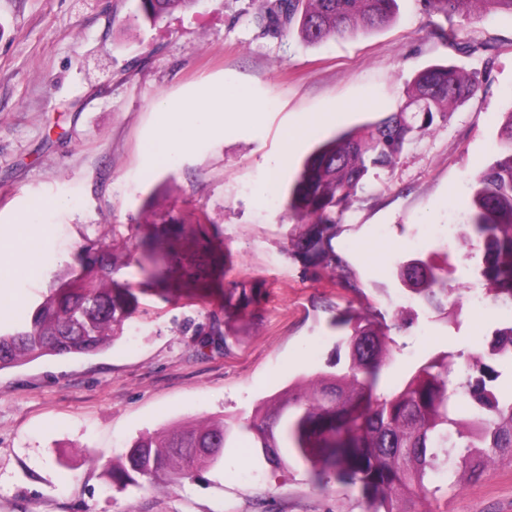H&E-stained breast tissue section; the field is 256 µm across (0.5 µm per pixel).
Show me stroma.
I'll return each mask as SVG.
<instances>
[{"mask_svg": "<svg viewBox=\"0 0 512 512\" xmlns=\"http://www.w3.org/2000/svg\"><path fill=\"white\" fill-rule=\"evenodd\" d=\"M267 3L199 0L132 28L135 0H0V225L33 201L55 202L34 217L45 274L8 279L22 304L0 310V325L26 322L110 224L125 238L112 277L138 290L108 350L0 371V512H365L358 490L318 488L301 462L272 467L236 437L220 464L177 485L120 491L104 474L140 434L242 420L296 379L332 371L342 342L334 317L352 308L394 322L405 256L448 266L453 285L475 261L424 227L462 222L472 178L497 153L501 115L512 110V14L477 22L397 0L388 26L312 45L295 27L262 22ZM453 30L475 52L450 45ZM433 64L479 71L482 89L370 175L332 241L350 277L342 282L292 252L306 227L285 207L288 186L318 145L404 105L414 75ZM215 86L256 120L226 123L165 162L145 151L163 106L185 109ZM314 115L323 125L279 167L283 130ZM189 219L225 256L222 288L141 289L132 225L171 231ZM454 310L408 305L379 393L398 390L436 353L489 347L512 323L503 304L476 306L466 294ZM425 506L512 512V463L443 487Z\"/></svg>", "mask_w": 512, "mask_h": 512, "instance_id": "obj_1", "label": "stroma"}]
</instances>
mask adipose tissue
<instances>
[{"mask_svg": "<svg viewBox=\"0 0 512 512\" xmlns=\"http://www.w3.org/2000/svg\"><path fill=\"white\" fill-rule=\"evenodd\" d=\"M233 116V111L224 105L223 88L215 87L199 102L196 111L169 113L148 149L158 154L185 151L194 142L217 135ZM31 228V223L23 218L0 229V276L22 273L35 282L43 275L45 246L33 238Z\"/></svg>", "mask_w": 512, "mask_h": 512, "instance_id": "ef3b65f1", "label": "adipose tissue"}]
</instances>
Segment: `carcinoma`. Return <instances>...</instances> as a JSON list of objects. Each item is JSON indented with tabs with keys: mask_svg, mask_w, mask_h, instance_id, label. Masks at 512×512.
Instances as JSON below:
<instances>
[{
	"mask_svg": "<svg viewBox=\"0 0 512 512\" xmlns=\"http://www.w3.org/2000/svg\"><path fill=\"white\" fill-rule=\"evenodd\" d=\"M197 0H137L134 24H154ZM425 6L453 15L476 11L512 14V0H424ZM397 0H272L266 17L298 23L299 36L318 44L340 35L364 34L394 21ZM477 71L428 66L415 76L400 109L326 141L304 162L288 190L287 210L308 225L293 243L314 266H331L350 288L344 266L333 252L336 218L364 188L369 172L396 162L406 145L481 90ZM463 244L479 253L475 271L494 300L512 302V111L499 129L496 158L470 185ZM143 234V258L152 263L161 243L151 222L134 226ZM113 236L81 249L78 269L20 326L0 329V370L44 356L95 355L118 339L122 318L134 311L136 294L111 277ZM409 291L439 310H447L455 288L448 270L424 258L401 268ZM345 332L348 364L336 373L317 374L268 399L239 426L252 437L268 463L279 467L291 454L317 486L334 481L359 489L367 512H417L409 508L441 487L447 473L456 483L477 481L491 464L512 455V386L499 382L497 358L512 361V325L494 331L489 353L473 351L464 362L465 379L452 383L455 355L430 357L388 395H376L391 360V327L367 316L338 317ZM233 427L223 419L201 421L144 434L112 460L106 476L118 490L143 482L177 483L219 464Z\"/></svg>",
	"mask_w": 512,
	"mask_h": 512,
	"instance_id": "1",
	"label": "carcinoma"
}]
</instances>
